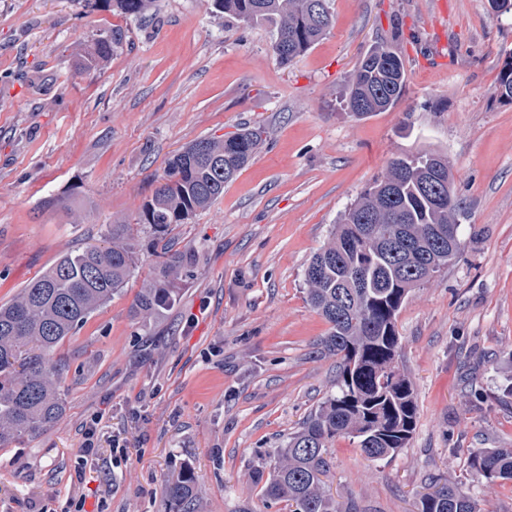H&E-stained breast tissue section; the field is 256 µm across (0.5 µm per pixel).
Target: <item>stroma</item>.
<instances>
[{
	"mask_svg": "<svg viewBox=\"0 0 512 512\" xmlns=\"http://www.w3.org/2000/svg\"><path fill=\"white\" fill-rule=\"evenodd\" d=\"M332 8L330 31L284 65L269 27L215 17L206 0H157L144 18L0 0V304L135 223L186 145L263 132L223 196L170 234L186 257L179 302L134 315L159 263L140 230L134 277L54 347L66 411L0 447V512H165L162 488L186 466L199 512H289L264 508L252 473L336 390L304 270L387 162L424 150L452 167L465 247L397 315L417 426L381 460L336 439L323 481L340 512H418L422 493L450 482L478 512H512L511 481L489 486L466 467L469 449L512 448V104L495 92L512 16L490 17L487 0ZM112 30L122 45L81 69ZM381 40L404 62L405 92L358 117L347 80Z\"/></svg>",
	"mask_w": 512,
	"mask_h": 512,
	"instance_id": "1",
	"label": "stroma"
}]
</instances>
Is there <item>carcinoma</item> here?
Listing matches in <instances>:
<instances>
[{"instance_id": "obj_1", "label": "carcinoma", "mask_w": 512, "mask_h": 512, "mask_svg": "<svg viewBox=\"0 0 512 512\" xmlns=\"http://www.w3.org/2000/svg\"><path fill=\"white\" fill-rule=\"evenodd\" d=\"M81 7L138 17L155 0H73ZM211 12L246 25L273 28V50L287 64L322 39L334 19L330 0H207ZM122 33L99 38L90 62L107 60ZM405 68L391 46L379 43L348 80V107L358 117L398 106ZM499 97L512 103V61L503 64ZM260 133L243 127L224 139L203 138L171 157L160 185L143 205L139 223L162 239L175 224L211 206L252 159ZM446 183L448 200L434 201L433 176ZM461 208L448 159L434 152L392 159L381 177L345 211L331 238L309 261L304 281L314 309L330 325L324 350L336 356V393L323 401L273 452L270 471L260 466L264 507L286 502L290 512H338L322 476L327 448L337 438L357 441L372 459L391 458L406 447L417 422L410 381L395 364L397 314L411 289L430 282L460 252ZM154 276L133 303L134 313L152 316L174 307L180 296L184 258L164 251ZM138 258L132 225H112V243L60 258L47 272L0 306V447L34 437L65 413L57 390L60 368L46 352L73 335L85 319L122 292ZM472 475L492 484L512 480V448H474ZM166 512H197L196 478L185 469L165 483ZM419 512H477L475 501L456 485L423 495Z\"/></svg>"}]
</instances>
